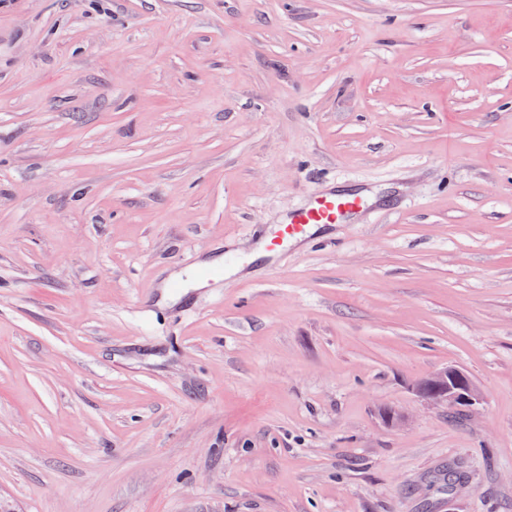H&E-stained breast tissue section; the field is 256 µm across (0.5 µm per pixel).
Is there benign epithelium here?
Here are the masks:
<instances>
[{
  "mask_svg": "<svg viewBox=\"0 0 512 512\" xmlns=\"http://www.w3.org/2000/svg\"><path fill=\"white\" fill-rule=\"evenodd\" d=\"M417 392L430 404L450 410H469L482 402L475 382L455 366L437 369L418 385Z\"/></svg>",
  "mask_w": 512,
  "mask_h": 512,
  "instance_id": "obj_1",
  "label": "benign epithelium"
}]
</instances>
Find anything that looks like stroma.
Here are the masks:
<instances>
[{"instance_id": "35a3bbf8", "label": "stroma", "mask_w": 512, "mask_h": 512, "mask_svg": "<svg viewBox=\"0 0 512 512\" xmlns=\"http://www.w3.org/2000/svg\"><path fill=\"white\" fill-rule=\"evenodd\" d=\"M0 499L512 512V0H0ZM367 209L366 196L362 191L331 189L317 193L303 208L288 212L280 223L279 235L267 248L274 252L284 241L307 237L314 225L347 224L360 219ZM419 396L448 410H469L482 402V394L472 378L461 368L437 369L417 388Z\"/></svg>"}]
</instances>
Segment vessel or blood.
I'll list each match as a JSON object with an SVG mask.
<instances>
[{
	"label": "vessel or blood",
	"mask_w": 512,
	"mask_h": 512,
	"mask_svg": "<svg viewBox=\"0 0 512 512\" xmlns=\"http://www.w3.org/2000/svg\"><path fill=\"white\" fill-rule=\"evenodd\" d=\"M367 209L363 192L329 190L317 193L303 208L286 214L279 233L268 244L269 251H276L281 243L307 237L312 226L344 224L358 220Z\"/></svg>",
	"instance_id": "b4317fda"
}]
</instances>
